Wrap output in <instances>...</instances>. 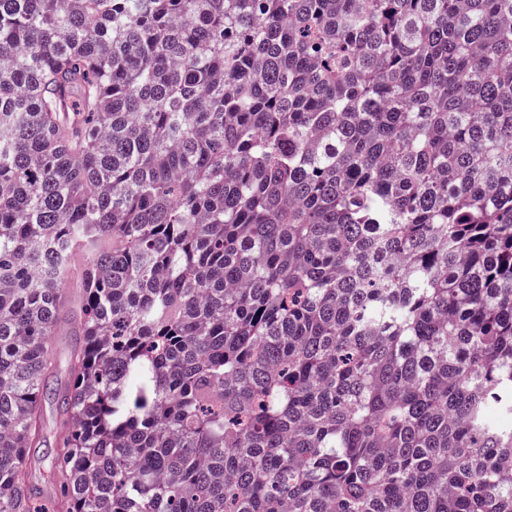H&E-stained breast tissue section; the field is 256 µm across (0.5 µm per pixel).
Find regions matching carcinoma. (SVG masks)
Masks as SVG:
<instances>
[{
    "mask_svg": "<svg viewBox=\"0 0 512 512\" xmlns=\"http://www.w3.org/2000/svg\"><path fill=\"white\" fill-rule=\"evenodd\" d=\"M502 416L512 0H0V512H512ZM51 344L55 367L50 374L48 386L56 396L52 394L43 402L44 430L40 445L27 449L31 465L29 480L44 498H52L57 492L56 484L46 468L45 459L53 453L58 442L60 430L57 397L61 396L68 381V358L74 342L73 337L66 333L65 328H62L56 336L52 337Z\"/></svg>",
    "mask_w": 512,
    "mask_h": 512,
    "instance_id": "obj_1",
    "label": "carcinoma"
}]
</instances>
